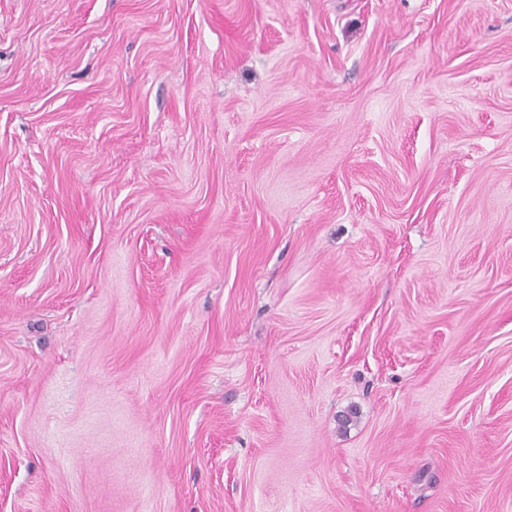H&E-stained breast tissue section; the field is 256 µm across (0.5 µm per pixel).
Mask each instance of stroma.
Listing matches in <instances>:
<instances>
[{
	"instance_id": "obj_1",
	"label": "stroma",
	"mask_w": 512,
	"mask_h": 512,
	"mask_svg": "<svg viewBox=\"0 0 512 512\" xmlns=\"http://www.w3.org/2000/svg\"><path fill=\"white\" fill-rule=\"evenodd\" d=\"M0 512H512V0H0Z\"/></svg>"
}]
</instances>
